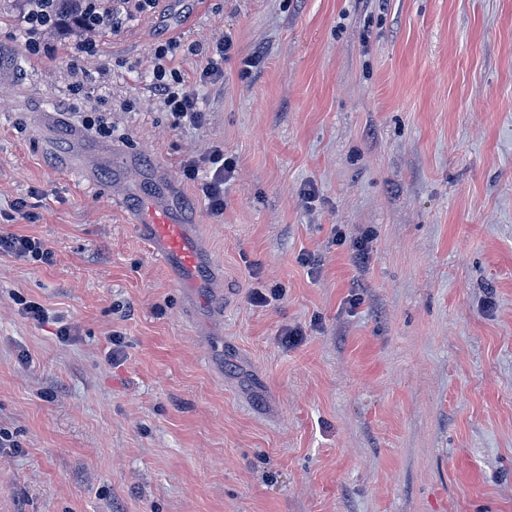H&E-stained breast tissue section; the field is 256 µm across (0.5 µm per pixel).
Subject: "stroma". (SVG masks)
Returning <instances> with one entry per match:
<instances>
[{
    "instance_id": "stroma-1",
    "label": "stroma",
    "mask_w": 512,
    "mask_h": 512,
    "mask_svg": "<svg viewBox=\"0 0 512 512\" xmlns=\"http://www.w3.org/2000/svg\"><path fill=\"white\" fill-rule=\"evenodd\" d=\"M23 15L0 0V211L42 197L0 235L52 261L0 254V512H512V0H159L83 60ZM165 42L203 125L153 91ZM94 113L89 184L65 163ZM217 146L220 218L181 169ZM130 158L195 213L207 291L138 234ZM232 49V42L229 39L222 40L213 48L212 55L207 57L205 65L198 73L199 83H217L224 81V58ZM5 252L26 261L50 263L52 253L36 238L26 235L0 236V253Z\"/></svg>"
}]
</instances>
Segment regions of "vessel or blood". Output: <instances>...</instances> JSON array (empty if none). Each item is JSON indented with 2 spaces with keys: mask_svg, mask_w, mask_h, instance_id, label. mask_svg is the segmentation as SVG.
I'll return each mask as SVG.
<instances>
[{
  "mask_svg": "<svg viewBox=\"0 0 512 512\" xmlns=\"http://www.w3.org/2000/svg\"><path fill=\"white\" fill-rule=\"evenodd\" d=\"M166 192L165 183H156L153 196L137 205L140 234L174 274L177 284L205 287L212 258L202 249L198 239L190 234L180 201L174 200L162 206L157 204V196Z\"/></svg>",
  "mask_w": 512,
  "mask_h": 512,
  "instance_id": "1",
  "label": "vessel or blood"
}]
</instances>
